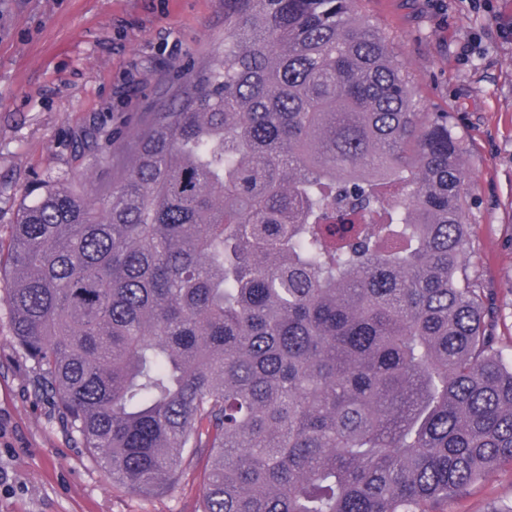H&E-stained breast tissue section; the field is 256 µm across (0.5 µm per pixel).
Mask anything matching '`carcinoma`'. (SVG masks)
I'll use <instances>...</instances> for the list:
<instances>
[{
	"label": "carcinoma",
	"mask_w": 512,
	"mask_h": 512,
	"mask_svg": "<svg viewBox=\"0 0 512 512\" xmlns=\"http://www.w3.org/2000/svg\"><path fill=\"white\" fill-rule=\"evenodd\" d=\"M358 0H224V50L92 201L42 186L0 294L78 444L202 512H448L512 465L448 121Z\"/></svg>",
	"instance_id": "cac0c4a2"
}]
</instances>
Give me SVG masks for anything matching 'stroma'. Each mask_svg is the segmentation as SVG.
I'll list each match as a JSON object with an SVG mask.
<instances>
[{"label":"stroma","mask_w":512,"mask_h":512,"mask_svg":"<svg viewBox=\"0 0 512 512\" xmlns=\"http://www.w3.org/2000/svg\"><path fill=\"white\" fill-rule=\"evenodd\" d=\"M403 60L423 111L444 115L461 148L469 273L497 307L512 355V0H360ZM224 48V0H0V245L37 180L106 185L148 113ZM112 136L105 156L80 148ZM0 300V512H201L200 464L177 488L145 494L111 475L33 392ZM512 505L502 466L448 506Z\"/></svg>","instance_id":"1"}]
</instances>
